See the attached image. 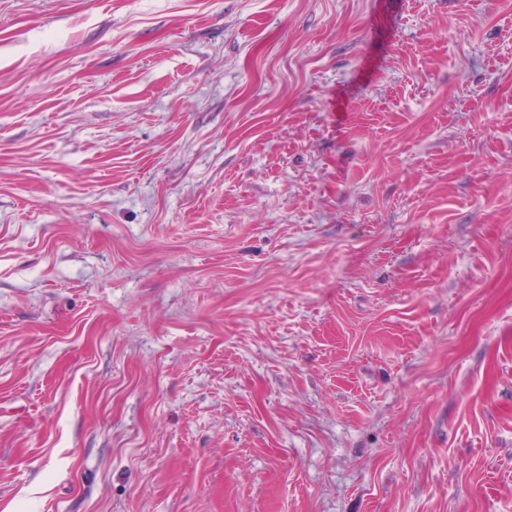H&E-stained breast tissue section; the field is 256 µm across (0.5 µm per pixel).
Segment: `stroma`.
I'll use <instances>...</instances> for the list:
<instances>
[{
  "label": "stroma",
  "instance_id": "35a3bbf8",
  "mask_svg": "<svg viewBox=\"0 0 512 512\" xmlns=\"http://www.w3.org/2000/svg\"><path fill=\"white\" fill-rule=\"evenodd\" d=\"M0 512H512V0H0Z\"/></svg>",
  "mask_w": 512,
  "mask_h": 512
}]
</instances>
